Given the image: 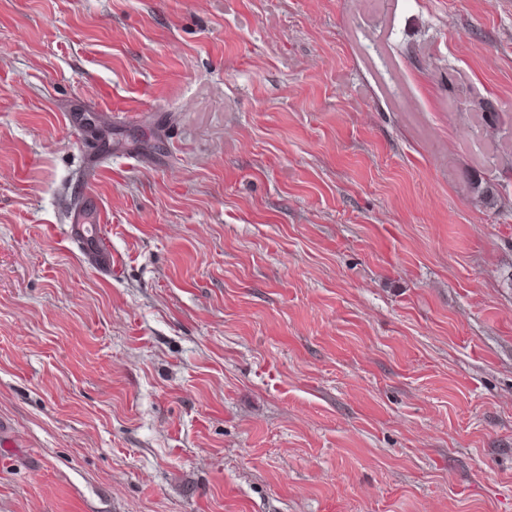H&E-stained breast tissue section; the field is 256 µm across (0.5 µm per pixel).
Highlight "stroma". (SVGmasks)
<instances>
[{"mask_svg":"<svg viewBox=\"0 0 512 512\" xmlns=\"http://www.w3.org/2000/svg\"><path fill=\"white\" fill-rule=\"evenodd\" d=\"M0 512H512V0H0ZM71 224H76V237L82 247L89 252H95L99 247L100 234L96 224H87L83 212L76 210L71 219Z\"/></svg>","mask_w":512,"mask_h":512,"instance_id":"stroma-1","label":"stroma"}]
</instances>
